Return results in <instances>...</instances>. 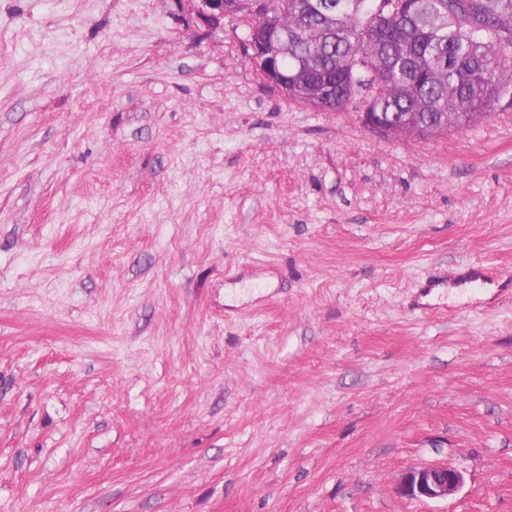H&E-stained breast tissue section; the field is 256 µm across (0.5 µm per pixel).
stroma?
<instances>
[{"instance_id":"stroma-1","label":"stroma","mask_w":512,"mask_h":512,"mask_svg":"<svg viewBox=\"0 0 512 512\" xmlns=\"http://www.w3.org/2000/svg\"><path fill=\"white\" fill-rule=\"evenodd\" d=\"M247 30L0 0V512H512V92L384 137ZM463 484V475L445 465L410 468L402 476L399 491L411 500L446 498Z\"/></svg>"}]
</instances>
